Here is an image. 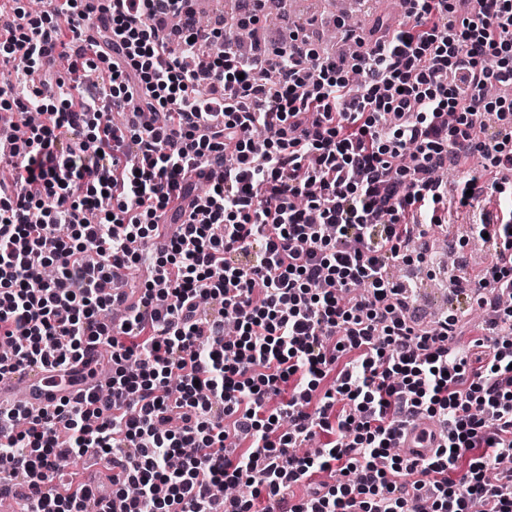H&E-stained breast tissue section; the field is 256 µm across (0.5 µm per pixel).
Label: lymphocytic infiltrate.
I'll return each mask as SVG.
<instances>
[{
    "label": "lymphocytic infiltrate",
    "instance_id": "1",
    "mask_svg": "<svg viewBox=\"0 0 512 512\" xmlns=\"http://www.w3.org/2000/svg\"><path fill=\"white\" fill-rule=\"evenodd\" d=\"M404 2L397 28L345 30L355 52L330 58L295 33L242 54L197 0H0V61L21 73L0 110L40 115L0 151V375L94 344L112 362L52 411L0 409V497L22 483L24 512H85L98 494L69 466L92 451L126 459V512H272L322 471L341 479L285 512H512V469L486 475L512 458V205L472 227L496 252L474 275L500 335L485 364L449 346L459 318L412 327L387 273L447 218L440 170L483 154L462 206L507 189L512 121L485 87L512 86V0ZM96 61L93 83L56 76ZM117 308L116 327L100 313ZM420 415L446 440L412 462L393 447ZM242 482L250 498L214 492Z\"/></svg>",
    "mask_w": 512,
    "mask_h": 512
}]
</instances>
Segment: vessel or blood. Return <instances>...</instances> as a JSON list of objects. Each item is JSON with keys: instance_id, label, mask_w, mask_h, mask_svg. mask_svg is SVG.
<instances>
[{"instance_id": "vessel-or-blood-1", "label": "vessel or blood", "mask_w": 512, "mask_h": 512, "mask_svg": "<svg viewBox=\"0 0 512 512\" xmlns=\"http://www.w3.org/2000/svg\"><path fill=\"white\" fill-rule=\"evenodd\" d=\"M88 372V367L83 365L67 372L35 366L19 369L0 379V404L20 405L31 415H41L61 398L83 395L89 381ZM444 441V435L433 422L419 418L401 430L396 446L403 458L424 460L431 458Z\"/></svg>"}]
</instances>
